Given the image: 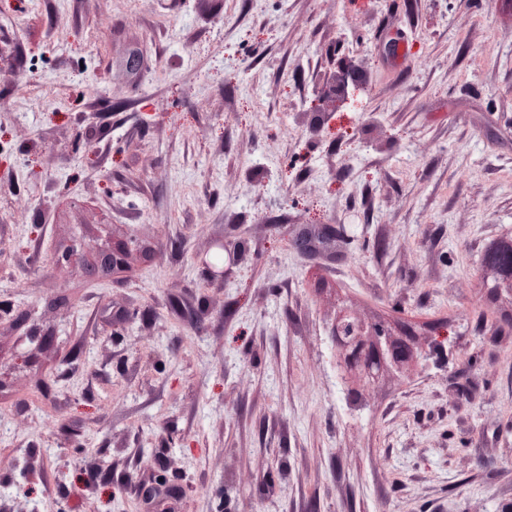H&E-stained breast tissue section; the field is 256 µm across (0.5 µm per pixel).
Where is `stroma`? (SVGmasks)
<instances>
[{"label":"stroma","mask_w":512,"mask_h":512,"mask_svg":"<svg viewBox=\"0 0 512 512\" xmlns=\"http://www.w3.org/2000/svg\"><path fill=\"white\" fill-rule=\"evenodd\" d=\"M508 236L512 0H0V512H512ZM358 80V72L353 66L341 67L330 73L327 78L329 93L326 96L325 109L337 112L348 101L349 83ZM335 329L336 338H332V341L336 347V365L342 380L352 374H372L371 363L381 365L387 355L395 364L417 358L415 347L409 351L404 340L386 336L384 329L378 325L349 321L342 316L337 319Z\"/></svg>","instance_id":"1"}]
</instances>
